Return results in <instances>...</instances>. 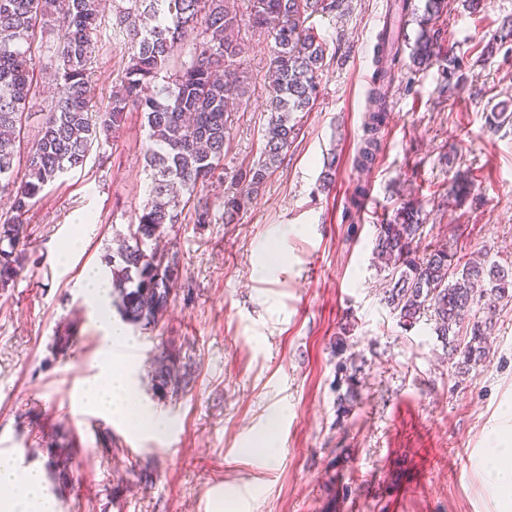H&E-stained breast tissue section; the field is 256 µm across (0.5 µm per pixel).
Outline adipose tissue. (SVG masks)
I'll return each instance as SVG.
<instances>
[{"instance_id":"ef3b65f1","label":"adipose tissue","mask_w":512,"mask_h":512,"mask_svg":"<svg viewBox=\"0 0 512 512\" xmlns=\"http://www.w3.org/2000/svg\"><path fill=\"white\" fill-rule=\"evenodd\" d=\"M82 403L113 415L135 416V428L160 432L163 422L137 398L128 368L106 367L80 391ZM0 512H57L56 496L40 468H29L18 477L12 459L0 456Z\"/></svg>"}]
</instances>
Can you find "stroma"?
<instances>
[{"mask_svg":"<svg viewBox=\"0 0 512 512\" xmlns=\"http://www.w3.org/2000/svg\"><path fill=\"white\" fill-rule=\"evenodd\" d=\"M429 27L452 48L462 78L404 63L388 94L390 119L371 173L355 165L378 21L391 0H338L307 24L326 44L318 94L281 166L224 221L232 177L256 164L271 116L270 33L252 28L253 0H230L239 20L245 94L227 125L224 170L197 194L208 224L185 220L166 240L180 257L175 299L150 330L128 329L117 355L163 434L80 410L98 375L103 315L82 283L135 223L148 195V127L131 112L82 168L33 200L21 276L0 290V448L39 465L59 512H512V488L486 466L494 435L512 437V302L500 306L485 362L461 374L432 322L406 330L382 303L372 264L375 226L400 203L427 213L422 246L512 264V0H446ZM91 59L93 109L118 86L125 45L111 28L113 0ZM56 17L36 33V93L22 150L60 86ZM330 188H322L324 176ZM363 196H356L357 186ZM74 344L58 352L57 336ZM360 398L338 411L337 336ZM174 350L184 393L162 397L148 377ZM70 446L67 480L51 450Z\"/></svg>","mask_w":512,"mask_h":512,"instance_id":"stroma-1","label":"stroma"}]
</instances>
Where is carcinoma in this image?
Masks as SVG:
<instances>
[{
    "label": "carcinoma",
    "instance_id": "cac0c4a2",
    "mask_svg": "<svg viewBox=\"0 0 512 512\" xmlns=\"http://www.w3.org/2000/svg\"><path fill=\"white\" fill-rule=\"evenodd\" d=\"M115 13L114 25L125 32L131 52L120 88L109 105L92 111L88 63L92 34L101 20V0H0V193L11 201V216L0 224V289L14 283L24 269V220L31 201L65 172L85 164L95 144L116 133L135 109L144 116L151 146L146 163L151 184L137 223L120 239L112 265V304L122 322L145 330L157 325L173 300L178 280L177 254L166 247L169 229L189 218L212 222L208 202L194 191L223 166L229 140L228 113L244 94L237 72L240 50L229 34L238 26L227 0H127ZM337 0H254L250 21L273 36L270 68L273 83L270 109L274 118L263 135V159L235 174L238 191L224 197L229 222L241 197L257 191L280 167L298 135L296 114L312 107L326 46L305 26L314 15L330 14ZM61 13L56 50V77L62 91L46 112L35 146L25 157V174H14L16 143L24 129L26 102L32 93L35 62L31 45L46 24L51 8ZM195 40L190 60L180 62L174 78L158 85L187 39ZM414 65L442 60L458 68L454 55L440 57L432 37L421 31L411 56ZM364 135L356 166L364 171L375 162L378 134L386 119V100L399 52L376 47ZM423 207L405 204L377 225L372 254L387 272L383 303L399 323L411 328L430 313L434 331L458 371L485 361L493 330L496 303L512 301V268L484 260L464 262L443 247L419 254ZM489 297L491 307L473 316L469 338L462 337L465 312L476 297ZM156 392L176 396L182 391L177 354L163 351L152 361Z\"/></svg>",
    "mask_w": 512,
    "mask_h": 512
}]
</instances>
